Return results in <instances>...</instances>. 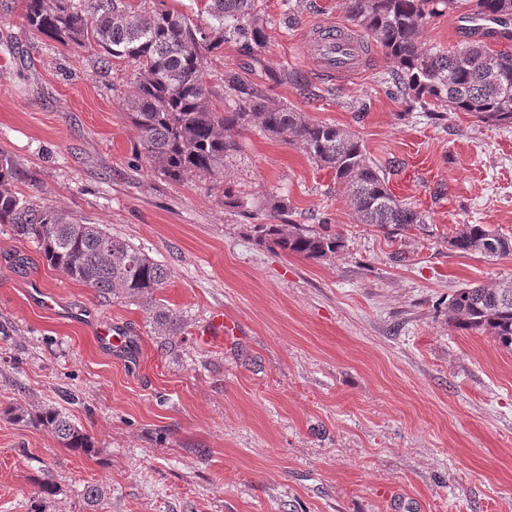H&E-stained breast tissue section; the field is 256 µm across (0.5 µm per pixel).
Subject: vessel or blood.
Returning <instances> with one entry per match:
<instances>
[{
	"mask_svg": "<svg viewBox=\"0 0 512 512\" xmlns=\"http://www.w3.org/2000/svg\"><path fill=\"white\" fill-rule=\"evenodd\" d=\"M314 50L316 68L323 77L340 81L359 71L362 42L351 29L319 26L306 35Z\"/></svg>",
	"mask_w": 512,
	"mask_h": 512,
	"instance_id": "b4317fda",
	"label": "vessel or blood"
}]
</instances>
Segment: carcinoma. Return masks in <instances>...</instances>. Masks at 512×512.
Wrapping results in <instances>:
<instances>
[{
    "label": "carcinoma",
    "instance_id": "1",
    "mask_svg": "<svg viewBox=\"0 0 512 512\" xmlns=\"http://www.w3.org/2000/svg\"><path fill=\"white\" fill-rule=\"evenodd\" d=\"M461 1L477 18L512 15V0H348V13L393 60L387 82L407 100L421 106L432 100L492 125L512 124V51L492 50L481 39L451 50L421 46L427 20ZM204 2L196 21L157 8L153 0H140L136 10L122 0H22V18L65 47L97 51L104 64L114 59L134 64L137 92L129 101V117L139 131L140 160L147 170L172 182L188 175L222 178L226 164L241 151L242 135L255 128L299 145L317 167L328 170L347 193L358 223L389 234L426 223L423 213L392 193L386 173L356 135L307 120L236 70L224 72V101L217 103L206 81L208 60L224 43L235 42L246 57L241 69H264L256 48L266 40L267 20L259 0ZM17 181L13 160L0 151L1 225L37 243L50 267L99 296L148 302L155 333L179 330L177 316L154 297L168 279L167 268L100 224L33 202ZM224 207L247 210V196L237 185L224 184ZM268 210V221L252 225L263 246L314 260L342 246L332 234L283 219L286 196L273 197ZM276 218L280 223H272ZM448 243L489 258L512 255V240L483 224L463 225ZM448 309L458 327L489 334L512 349V282L460 288ZM8 412L18 422L46 428L66 448L93 450L91 437L61 409L33 413L16 403Z\"/></svg>",
    "mask_w": 512,
    "mask_h": 512
}]
</instances>
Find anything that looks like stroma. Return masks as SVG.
Here are the masks:
<instances>
[{
  "mask_svg": "<svg viewBox=\"0 0 512 512\" xmlns=\"http://www.w3.org/2000/svg\"><path fill=\"white\" fill-rule=\"evenodd\" d=\"M269 21L252 79L313 122L349 130L376 164L398 162L395 195L426 223L388 236L357 223L329 171L298 146L252 130L227 170L259 217L270 196L288 220L342 241L309 260L260 247L211 181L140 168L126 102L133 67L29 30L0 11V150L38 202L104 225L169 270L157 291L181 322L153 332L141 301L99 297L49 267L36 243L0 227V512H512V351L456 328L464 285L512 281V257L449 247L465 224L512 238V125L408 110L393 68L364 35L363 68L325 80L308 29L350 26L346 0H259ZM460 10L427 24L422 45L464 42ZM289 71L293 82L267 76ZM40 285L59 302L31 295ZM239 334L205 344L215 312ZM123 329L125 355L97 326ZM57 407L92 439L85 455L4 415Z\"/></svg>",
  "mask_w": 512,
  "mask_h": 512,
  "instance_id": "35a3bbf8",
  "label": "stroma"
}]
</instances>
